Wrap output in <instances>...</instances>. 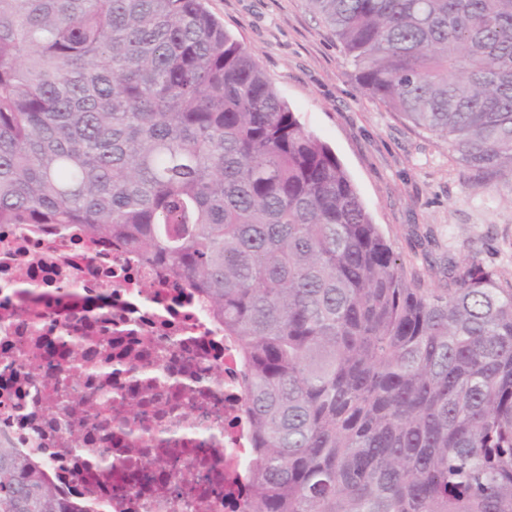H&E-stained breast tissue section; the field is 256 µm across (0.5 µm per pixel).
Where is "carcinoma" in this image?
Here are the masks:
<instances>
[{"instance_id":"carcinoma-1","label":"carcinoma","mask_w":512,"mask_h":512,"mask_svg":"<svg viewBox=\"0 0 512 512\" xmlns=\"http://www.w3.org/2000/svg\"><path fill=\"white\" fill-rule=\"evenodd\" d=\"M204 0H0V224L163 263L224 322L249 512H512V288L408 282ZM369 97L512 175V0H308ZM0 512H75L0 438Z\"/></svg>"}]
</instances>
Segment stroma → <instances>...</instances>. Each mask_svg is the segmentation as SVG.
Returning <instances> with one entry per match:
<instances>
[{
	"instance_id": "35a3bbf8",
	"label": "stroma",
	"mask_w": 512,
	"mask_h": 512,
	"mask_svg": "<svg viewBox=\"0 0 512 512\" xmlns=\"http://www.w3.org/2000/svg\"><path fill=\"white\" fill-rule=\"evenodd\" d=\"M306 130L327 143L402 263L423 287L448 263L512 286V177L482 181L442 142L371 100L307 0H206Z\"/></svg>"
}]
</instances>
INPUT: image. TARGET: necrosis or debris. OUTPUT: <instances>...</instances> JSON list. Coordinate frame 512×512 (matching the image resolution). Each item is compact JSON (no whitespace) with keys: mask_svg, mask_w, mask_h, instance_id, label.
I'll use <instances>...</instances> for the list:
<instances>
[{"mask_svg":"<svg viewBox=\"0 0 512 512\" xmlns=\"http://www.w3.org/2000/svg\"><path fill=\"white\" fill-rule=\"evenodd\" d=\"M238 373L223 325L164 268L72 229L0 225V438L79 512H225L251 441Z\"/></svg>","mask_w":512,"mask_h":512,"instance_id":"1","label":"necrosis or debris"}]
</instances>
